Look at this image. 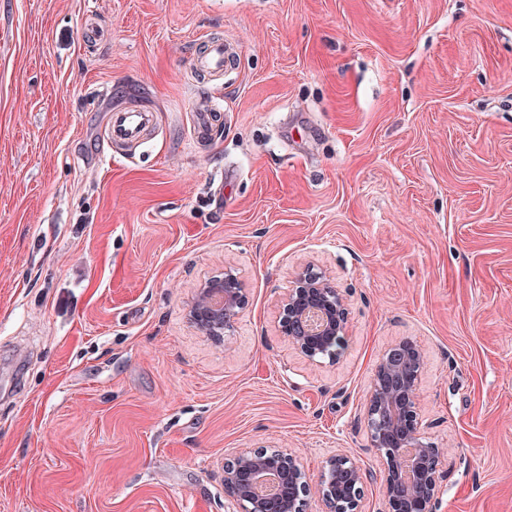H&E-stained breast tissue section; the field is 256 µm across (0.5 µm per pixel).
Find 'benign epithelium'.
Masks as SVG:
<instances>
[{
	"instance_id": "obj_1",
	"label": "benign epithelium",
	"mask_w": 512,
	"mask_h": 512,
	"mask_svg": "<svg viewBox=\"0 0 512 512\" xmlns=\"http://www.w3.org/2000/svg\"><path fill=\"white\" fill-rule=\"evenodd\" d=\"M246 292L229 269L197 289L188 319L213 338L230 336ZM348 309L339 289L309 267L300 269L282 303L281 335L312 363H337L344 351ZM425 357L411 339L378 357L366 412L370 446L387 466L384 512H434L441 491L443 454L421 431L417 393ZM372 472L347 450L322 463L317 482L306 476L287 448H241L224 462L226 512H304L305 498L318 496L325 512H361Z\"/></svg>"
}]
</instances>
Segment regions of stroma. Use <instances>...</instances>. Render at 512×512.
<instances>
[{
  "mask_svg": "<svg viewBox=\"0 0 512 512\" xmlns=\"http://www.w3.org/2000/svg\"><path fill=\"white\" fill-rule=\"evenodd\" d=\"M304 266L346 299L333 365L278 332ZM227 269L217 341L186 313ZM404 338L435 512H512V0H0V512H224L228 454L273 446L312 478L350 451L383 512L365 415ZM197 69L210 76L222 75L224 69H232L237 62V53L227 41L205 40L200 42L194 54ZM152 111L134 104L112 110L107 120L108 141L119 143H138L142 140L153 122ZM245 302L242 282L227 269L224 277H213L200 285L188 310V319L207 336H231Z\"/></svg>",
  "mask_w": 512,
  "mask_h": 512,
  "instance_id": "stroma-1",
  "label": "stroma"
}]
</instances>
